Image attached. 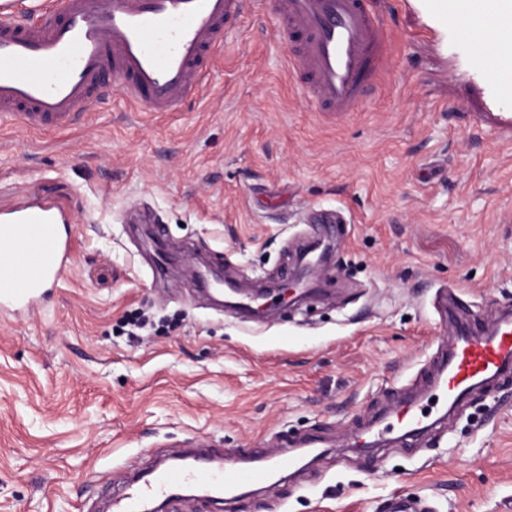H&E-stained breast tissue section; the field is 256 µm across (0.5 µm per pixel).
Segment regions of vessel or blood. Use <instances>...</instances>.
<instances>
[{
  "mask_svg": "<svg viewBox=\"0 0 512 512\" xmlns=\"http://www.w3.org/2000/svg\"><path fill=\"white\" fill-rule=\"evenodd\" d=\"M483 64L488 110L512 109V0H420ZM245 0H62L54 20L27 15L20 0H0V113L27 129L73 124L106 79L131 103L173 112L201 80L202 66L224 47ZM288 68L320 112H353L367 100L383 59L384 0H273ZM62 212L43 204L16 216L32 242L0 265V302L31 299L68 267L67 243L53 233ZM488 377H512V316L493 332L469 330L443 353L435 381L444 402L463 399ZM425 416L406 400L377 421L374 440L393 430L417 435ZM189 469H156L146 489L127 488L113 512H145L172 487L203 484L215 493L265 478L267 467L297 465L293 456H196Z\"/></svg>",
  "mask_w": 512,
  "mask_h": 512,
  "instance_id": "b4317fda",
  "label": "vessel or blood"
}]
</instances>
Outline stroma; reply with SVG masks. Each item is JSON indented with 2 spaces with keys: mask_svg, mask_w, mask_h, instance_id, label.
<instances>
[{
  "mask_svg": "<svg viewBox=\"0 0 512 512\" xmlns=\"http://www.w3.org/2000/svg\"><path fill=\"white\" fill-rule=\"evenodd\" d=\"M368 104L315 111L287 67L271 0L248 6L181 111L105 84L72 127L0 119V218L48 202L71 266L30 304L0 307V512H100L104 482L204 442L317 461L254 494L174 499L169 512H503L512 501V383L496 382L414 439L346 447L390 405L427 397L455 335L444 299L480 327L512 303V134L480 94L386 13ZM152 215L165 277L130 211ZM332 224L326 293L256 322L195 286L197 255L243 287L295 272Z\"/></svg>",
  "mask_w": 512,
  "mask_h": 512,
  "instance_id": "stroma-1",
  "label": "stroma"
}]
</instances>
